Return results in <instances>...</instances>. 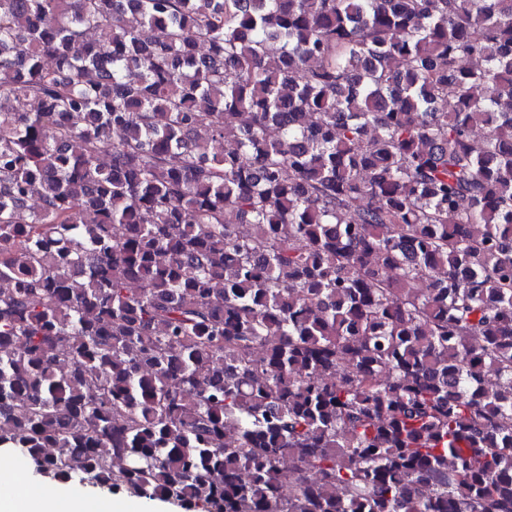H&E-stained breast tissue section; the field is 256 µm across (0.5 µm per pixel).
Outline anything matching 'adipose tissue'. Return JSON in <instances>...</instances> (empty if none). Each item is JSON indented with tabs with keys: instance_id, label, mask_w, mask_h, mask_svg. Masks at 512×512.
<instances>
[{
	"instance_id": "ef3b65f1",
	"label": "adipose tissue",
	"mask_w": 512,
	"mask_h": 512,
	"mask_svg": "<svg viewBox=\"0 0 512 512\" xmlns=\"http://www.w3.org/2000/svg\"><path fill=\"white\" fill-rule=\"evenodd\" d=\"M32 501L34 512H89L88 499L70 488L54 495L35 492L30 477L12 469L0 470V512H18L19 500Z\"/></svg>"
}]
</instances>
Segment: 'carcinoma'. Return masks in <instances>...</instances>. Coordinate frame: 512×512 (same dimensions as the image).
Segmentation results:
<instances>
[{"label": "carcinoma", "instance_id": "obj_1", "mask_svg": "<svg viewBox=\"0 0 512 512\" xmlns=\"http://www.w3.org/2000/svg\"><path fill=\"white\" fill-rule=\"evenodd\" d=\"M0 447L512 512V0H0Z\"/></svg>", "mask_w": 512, "mask_h": 512}]
</instances>
